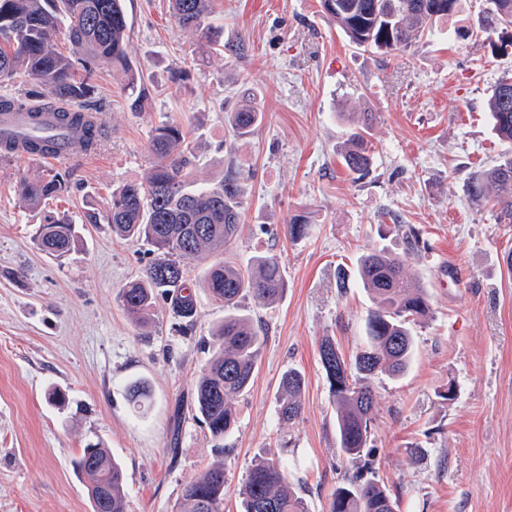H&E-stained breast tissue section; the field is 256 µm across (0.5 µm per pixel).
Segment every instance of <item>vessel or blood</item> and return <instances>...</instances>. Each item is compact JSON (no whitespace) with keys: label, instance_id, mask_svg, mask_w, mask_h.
Masks as SVG:
<instances>
[{"label":"vessel or blood","instance_id":"b4317fda","mask_svg":"<svg viewBox=\"0 0 512 512\" xmlns=\"http://www.w3.org/2000/svg\"><path fill=\"white\" fill-rule=\"evenodd\" d=\"M73 131L61 124L55 113H42L39 120H31L25 112H5L0 114V138L14 140V157L21 159L32 158L33 153L26 148L29 139L51 141V150L42 153V160L57 162L71 157Z\"/></svg>","mask_w":512,"mask_h":512}]
</instances>
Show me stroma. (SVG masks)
I'll return each instance as SVG.
<instances>
[{
	"instance_id": "35a3bbf8",
	"label": "stroma",
	"mask_w": 512,
	"mask_h": 512,
	"mask_svg": "<svg viewBox=\"0 0 512 512\" xmlns=\"http://www.w3.org/2000/svg\"><path fill=\"white\" fill-rule=\"evenodd\" d=\"M169 2L124 0L128 57L148 93L132 107L125 74L100 67L88 105L107 137L95 152L76 147L73 161L53 165L0 156V512H91L73 461L97 442L123 467L128 512H172L185 483L219 461L224 512H238V490L264 457L281 460L308 512H329L356 464L338 448L319 345L329 336L344 355L360 348L372 303L357 261L373 248L402 258L431 306L412 328L409 369L374 381L375 479L396 512H512V224L466 194L471 174L504 150L487 102L512 74V53L486 39V0H460L433 35L387 54L350 44L320 0H213L225 43L242 37L247 48L202 61L198 34L177 26ZM247 102L261 122L241 135L231 114ZM356 112L377 115L362 178L340 153ZM168 121L196 146V186L245 170L227 253L239 265L277 256L287 283L274 305H241L265 341L220 454L190 407L224 309L201 291L192 322L160 298L148 326L133 324L118 294L151 254L105 220L113 190L145 176L151 132ZM49 171L69 190L46 211L72 216L80 232L61 257L38 249L41 218L18 191L20 176ZM297 220L307 232L294 239ZM403 224L419 231V249ZM290 370L304 378L302 409L283 426L279 386ZM135 379L152 392L142 417L125 395ZM52 388L65 402L46 401Z\"/></svg>"
}]
</instances>
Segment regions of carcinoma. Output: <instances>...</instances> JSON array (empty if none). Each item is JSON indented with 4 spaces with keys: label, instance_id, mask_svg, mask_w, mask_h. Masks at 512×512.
I'll use <instances>...</instances> for the list:
<instances>
[{
    "label": "carcinoma",
    "instance_id": "1",
    "mask_svg": "<svg viewBox=\"0 0 512 512\" xmlns=\"http://www.w3.org/2000/svg\"><path fill=\"white\" fill-rule=\"evenodd\" d=\"M487 3L496 25L512 29V0ZM210 4L211 0H170L178 26L200 33L201 53L224 49L244 55V38L232 45L222 43L221 31L209 22ZM321 6L350 43L386 52L411 47L460 9L459 0H321ZM127 29L123 0H0V82L20 77L32 85L21 96L1 95L0 113L26 111L36 117L51 109L80 133L77 144L84 151H94L99 135L83 112L94 90L95 68L106 63L122 69L135 94L133 105L146 96V81L127 56ZM61 34L79 54L80 65L55 50L53 43ZM487 108L508 150L494 165L472 173L468 197L476 207L493 203L500 220L511 224L512 77L497 82ZM260 119L255 108L244 105L233 113L232 126L246 133ZM375 120L373 112L360 113L341 152L348 170L360 176L373 163L367 134ZM149 148L155 162L145 180L127 182L113 191L106 214L116 236L141 238L154 255L142 275L121 289L119 301L136 324L149 319L157 294L170 298L180 317L191 319L197 308V284L188 278L186 261L202 254L215 257L199 285L212 301L224 306V320L212 332L211 356L195 384L194 411L207 427L216 452L222 454L224 435L236 425L233 400L247 389L264 341L261 328L251 315L241 312L239 303L249 297L258 306L272 305L282 299L286 284L274 255L255 256L246 269L224 260V249L239 229L240 171L231 168L213 185L196 187L195 145L176 124L155 127ZM67 190L68 184L56 174L23 176L19 181V193L32 211ZM76 238L70 217L46 213L34 240L40 250L61 256L74 249ZM357 276L374 303L366 321L365 345L347 359L332 338L320 343V360L336 407L339 449L352 460L371 455L372 379L404 374L414 350L412 325L430 313L424 288L404 261L388 251L373 249L362 255ZM303 385L301 373L290 370L283 375L281 421L290 423L299 417ZM126 394L136 411L150 404V388L142 380L130 382ZM75 468L87 478L92 512H127L124 472L109 449L99 443L87 445ZM238 496L241 512H307L286 468L269 458L252 465ZM395 507L397 499L391 491L360 471L344 475L330 502V512H395ZM175 512H224V465H214L188 481Z\"/></svg>",
    "mask_w": 512,
    "mask_h": 512
}]
</instances>
